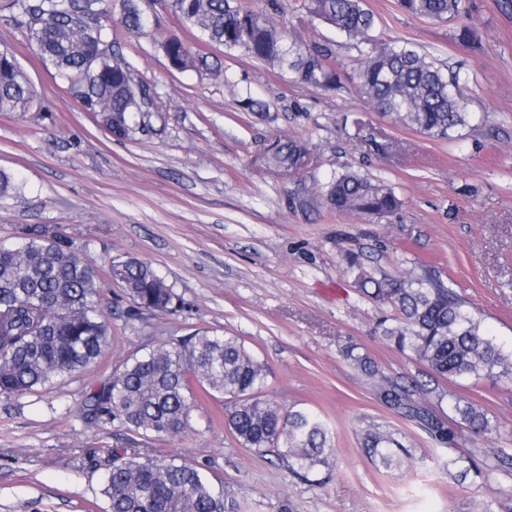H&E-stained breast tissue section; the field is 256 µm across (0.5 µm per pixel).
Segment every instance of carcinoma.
I'll return each instance as SVG.
<instances>
[{
    "mask_svg": "<svg viewBox=\"0 0 512 512\" xmlns=\"http://www.w3.org/2000/svg\"><path fill=\"white\" fill-rule=\"evenodd\" d=\"M399 4L407 13L430 19L466 13L464 0ZM173 7L210 44L287 71L299 84L336 86L331 48L306 45L271 22L278 0H268L262 9H245L232 0H174ZM305 8L361 49L358 87L373 109L430 137L446 139L469 125L460 76L443 71L407 43L375 37L366 0H308ZM8 9L41 59L107 130L115 126L123 138L136 130L135 118L149 92L114 50L107 0H10ZM119 23L130 34L144 32L138 0H122ZM160 48L178 70L206 63V57L192 54L175 36ZM34 97L15 56L0 50V112L23 111ZM308 155L302 138L276 140L266 147L264 162L270 169L289 170ZM323 197L338 212L376 219L400 206L389 186L354 172L330 178ZM345 273L367 296L395 308L398 316L383 327L384 338L412 353L434 378L512 379V351L483 334L481 319L431 268L378 277L351 255ZM110 274L139 310L164 314L180 304L173 288L145 262H114ZM101 292L98 267L85 247L36 228L26 230L19 244L0 243V396L30 392L98 362L110 335ZM346 357L376 378L383 405L422 422L439 442L451 438L443 420L415 401L410 387L379 373L353 346ZM267 375L265 363L239 337L198 330L126 359L106 385L87 396L81 412L88 420L116 422L142 436H172L189 426L198 394L221 395L233 402L225 425L244 447L277 449L295 473L330 465L334 449L325 421L311 410L282 413L264 395ZM454 410L471 433L489 430L486 414L473 405L457 401ZM363 447L385 469L399 465L406 453L399 440L380 430L366 433ZM103 494L108 512H224V491L196 467L174 458L113 454Z\"/></svg>",
    "mask_w": 512,
    "mask_h": 512,
    "instance_id": "carcinoma-1",
    "label": "carcinoma"
}]
</instances>
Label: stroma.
<instances>
[{
	"instance_id": "1",
	"label": "stroma",
	"mask_w": 512,
	"mask_h": 512,
	"mask_svg": "<svg viewBox=\"0 0 512 512\" xmlns=\"http://www.w3.org/2000/svg\"><path fill=\"white\" fill-rule=\"evenodd\" d=\"M0 0V49L36 90L25 112H0V170L17 191L0 199V241L23 229L88 244L105 284L109 346L97 364L44 387L0 397V512H106L103 475L116 448L187 461L224 489V512H512V380H435L427 366L382 335L393 307L368 299L343 273L359 256L376 273L433 266L512 349V0H466L474 41L460 20L404 12L397 0H366L374 33L411 43L459 72L471 124L451 138L422 135L373 111L356 84L359 52L283 0L273 21L307 44L330 46L335 89L308 87L239 50L203 43L172 0H145L148 32L113 24L116 48L152 108L143 128L119 139L66 91L9 20ZM180 37L206 65L171 66L159 47ZM267 104L241 107L243 97ZM302 138L305 166L267 168L269 141ZM349 170L389 185L400 208L374 221L339 213L324 183ZM137 258L181 297L177 311L143 313L109 273ZM239 336L269 371L265 392L282 411L310 409L327 424L332 470L293 473L286 460L243 447L225 426L227 399L204 398L191 427L144 438L84 419L81 406L119 365L195 330ZM380 372L415 385V398L455 430L435 442L412 418L382 406L373 380L345 357L348 346ZM482 410L491 430L459 427L447 395ZM378 428L408 449L400 467L376 469L361 439ZM489 466L482 478L470 461Z\"/></svg>"
}]
</instances>
